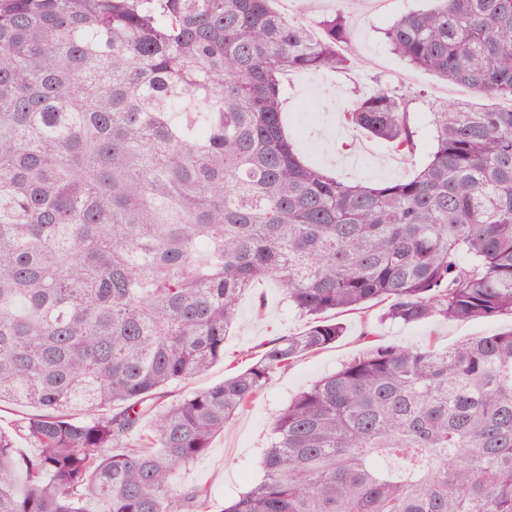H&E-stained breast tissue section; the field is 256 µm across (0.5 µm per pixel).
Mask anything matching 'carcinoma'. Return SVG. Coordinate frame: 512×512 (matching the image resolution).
Returning <instances> with one entry per match:
<instances>
[{
    "instance_id": "1",
    "label": "carcinoma",
    "mask_w": 512,
    "mask_h": 512,
    "mask_svg": "<svg viewBox=\"0 0 512 512\" xmlns=\"http://www.w3.org/2000/svg\"><path fill=\"white\" fill-rule=\"evenodd\" d=\"M274 2L0 0V402L41 410L0 430V512H213L173 472L343 336L327 313L512 315V107L446 104L417 172L340 181L303 161L281 93L348 70L352 36ZM437 2L389 48L512 101V0ZM425 98L380 84L344 115L411 158ZM264 281L305 329L165 403L224 360ZM261 464L220 512H512V328L445 350L367 334L277 415Z\"/></svg>"
}]
</instances>
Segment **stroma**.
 Here are the masks:
<instances>
[{
    "label": "stroma",
    "mask_w": 512,
    "mask_h": 512,
    "mask_svg": "<svg viewBox=\"0 0 512 512\" xmlns=\"http://www.w3.org/2000/svg\"><path fill=\"white\" fill-rule=\"evenodd\" d=\"M434 5L435 0H386L379 7L371 6L368 0H316L312 15L316 21L336 8H343L355 50L366 67L354 85L345 82L340 74L321 78L291 72L284 77L283 122L289 134L299 135L298 147L305 160L321 163L341 180L361 183L406 177L425 162L433 147L425 113L415 115L417 124L423 128L422 136L415 156L405 159L390 143L350 128L343 111L355 86L369 88L380 82L405 92L424 88L432 97L451 103L468 98V91L434 74L409 68L384 43L385 29L397 18ZM381 313L377 306L337 314V321L345 327L344 335L335 344L298 358L290 369L276 374L224 432L213 439L203 458L177 471L175 484L207 487L219 510L225 501L247 490L261 477L264 447L279 410L298 392L356 356L365 333H375L388 345L443 348L470 337L512 328V316L508 314L492 319L404 325L381 321ZM305 324V318L289 313L282 291L275 284L265 282L249 290L241 300L238 321L224 340L223 362L173 387L172 398L221 383L225 375L247 367L262 342L301 331Z\"/></svg>",
    "instance_id": "35a3bbf8"
}]
</instances>
